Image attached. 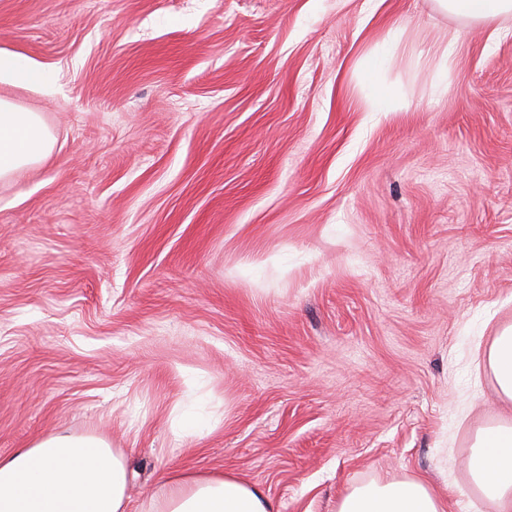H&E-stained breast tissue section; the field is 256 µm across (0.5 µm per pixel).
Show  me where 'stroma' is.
Masks as SVG:
<instances>
[{
    "mask_svg": "<svg viewBox=\"0 0 512 512\" xmlns=\"http://www.w3.org/2000/svg\"><path fill=\"white\" fill-rule=\"evenodd\" d=\"M370 112L361 64L389 34ZM453 44L447 79L441 52ZM0 83L51 155L0 180V456L53 431L278 512L417 478L475 501L476 432L512 418V25L432 0H0ZM209 423L179 428L185 412ZM0 83L43 90L50 86L49 74L26 58L0 53ZM382 62L383 60L372 58L367 60L364 65L365 81L370 84V92L367 97L370 112H391L403 105V100L393 88L375 79ZM488 363L500 394L512 400V327L495 338L488 352Z\"/></svg>",
    "mask_w": 512,
    "mask_h": 512,
    "instance_id": "35a3bbf8",
    "label": "stroma"
}]
</instances>
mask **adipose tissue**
Segmentation results:
<instances>
[{
	"label": "adipose tissue",
	"mask_w": 512,
	"mask_h": 512,
	"mask_svg": "<svg viewBox=\"0 0 512 512\" xmlns=\"http://www.w3.org/2000/svg\"><path fill=\"white\" fill-rule=\"evenodd\" d=\"M435 8L472 22L512 19V0H434ZM0 83L43 90L49 74L26 58L0 53ZM54 139L37 113L0 98V180L41 162ZM500 394L512 400V327L488 352ZM473 485L496 512H512V422L480 429L469 461ZM127 463L103 437L59 430L0 456V512H125ZM146 512H276L272 501L238 476L169 470ZM337 512H448V497L417 479L353 488Z\"/></svg>",
	"instance_id": "1"
}]
</instances>
